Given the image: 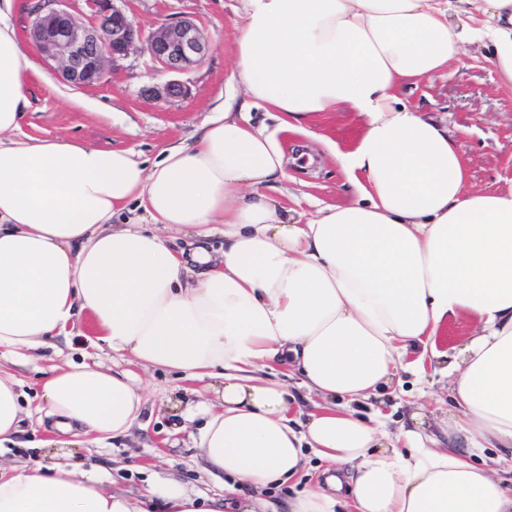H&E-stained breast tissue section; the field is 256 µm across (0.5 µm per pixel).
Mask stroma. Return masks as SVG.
<instances>
[{
    "label": "stroma",
    "instance_id": "obj_1",
    "mask_svg": "<svg viewBox=\"0 0 512 512\" xmlns=\"http://www.w3.org/2000/svg\"><path fill=\"white\" fill-rule=\"evenodd\" d=\"M143 34H150L175 17L192 19L213 43V51L198 66L181 74L187 94L165 101L154 94L168 79L148 54L135 51L119 60L99 85L79 89L64 82L55 63L41 61L40 74L31 76L25 93L29 106L19 136L65 139L109 149H127L137 160L153 164L167 146L193 142L212 109L223 102L233 85V58L237 31L243 21L242 0H114ZM401 97L413 110L444 120L458 138L473 187L496 189L512 180V92L505 90L490 59L467 48L459 61L433 78L404 81ZM311 136L287 133L284 150L296 156L309 152V170L290 167L286 187L297 198V213H315L317 204L344 205L356 198L346 174L335 159L315 141L322 134L348 146L360 129L355 113L341 109L321 113L310 121ZM78 335L55 339L54 351L33 361L4 363L1 368L20 381L22 403H36L43 372L71 360H92L103 367L131 371L142 382L146 404L138 423L116 439L91 448H59L48 427L24 425L9 443L0 463L39 462L52 466L67 462L83 465L93 457L96 473L108 490L129 492L134 499L147 494L156 478L173 476L189 489L210 497L223 493V475H211L194 448L191 434L199 427L187 413L197 402L212 399L205 383L189 380L179 372L145 370L131 359L112 356L88 345ZM447 380L437 363L426 366L425 379L401 375L375 398L357 404L365 417L381 415L389 430L408 422L410 412L423 406L438 413L448 407ZM328 465L308 454L304 469L282 485L264 490V497L283 507L288 498L324 486Z\"/></svg>",
    "mask_w": 512,
    "mask_h": 512
}]
</instances>
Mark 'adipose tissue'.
I'll return each instance as SVG.
<instances>
[{
	"label": "adipose tissue",
	"mask_w": 512,
	"mask_h": 512,
	"mask_svg": "<svg viewBox=\"0 0 512 512\" xmlns=\"http://www.w3.org/2000/svg\"><path fill=\"white\" fill-rule=\"evenodd\" d=\"M479 25L453 23V0H245L234 69L239 87L194 144L166 147L153 166L125 149L19 138L25 80L38 72L0 0V356H22L86 317L88 341L147 369L221 379L198 447L210 468L255 488L292 478L307 453L335 464L327 489L288 512H512L501 475L512 459V182L470 186L445 124L410 110L401 81L431 78L477 45L512 91V0H464ZM279 113L278 131L350 108L361 120L342 149L322 144L357 201L293 220L269 189L287 181L278 132L251 107ZM136 205L145 220L113 223ZM224 238L172 250L167 232ZM466 316L476 329L440 370L451 404L391 432L354 403L399 374L424 377L443 358L437 338ZM290 365L317 398L300 427L293 397L271 380ZM18 382L0 372V444L21 427ZM144 393L131 372L85 362L55 368L34 413L61 437L124 435ZM501 458L475 465L483 444ZM233 485L226 495H234ZM160 512H222L173 480L152 485ZM0 512H139L66 463L0 465Z\"/></svg>",
	"instance_id": "adipose-tissue-1"
}]
</instances>
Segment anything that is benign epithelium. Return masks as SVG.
Wrapping results in <instances>:
<instances>
[{
	"mask_svg": "<svg viewBox=\"0 0 512 512\" xmlns=\"http://www.w3.org/2000/svg\"><path fill=\"white\" fill-rule=\"evenodd\" d=\"M96 23L79 24L68 10V0H35L28 36L41 55L57 65L61 78L77 88L99 83L113 62L137 47L147 52L163 72L174 75L156 94L165 99L186 95L176 76L200 64L213 50L191 19L163 23L144 37L114 0H85Z\"/></svg>",
	"mask_w": 512,
	"mask_h": 512,
	"instance_id": "7a95c632",
	"label": "benign epithelium"
}]
</instances>
